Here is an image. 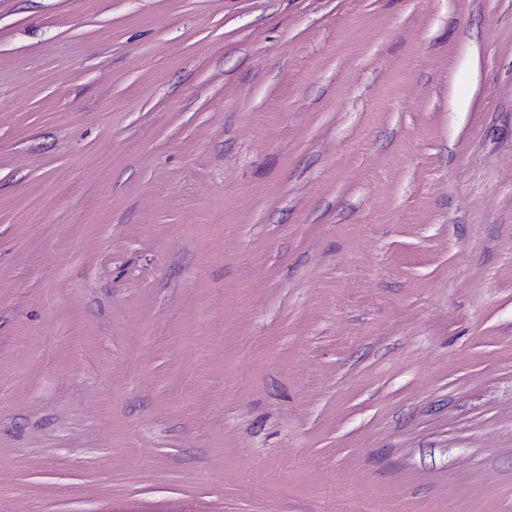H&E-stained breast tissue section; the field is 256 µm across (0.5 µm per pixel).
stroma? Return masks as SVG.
Segmentation results:
<instances>
[{"label":"stroma","instance_id":"1","mask_svg":"<svg viewBox=\"0 0 512 512\" xmlns=\"http://www.w3.org/2000/svg\"><path fill=\"white\" fill-rule=\"evenodd\" d=\"M0 512H512V0H0Z\"/></svg>","mask_w":512,"mask_h":512}]
</instances>
